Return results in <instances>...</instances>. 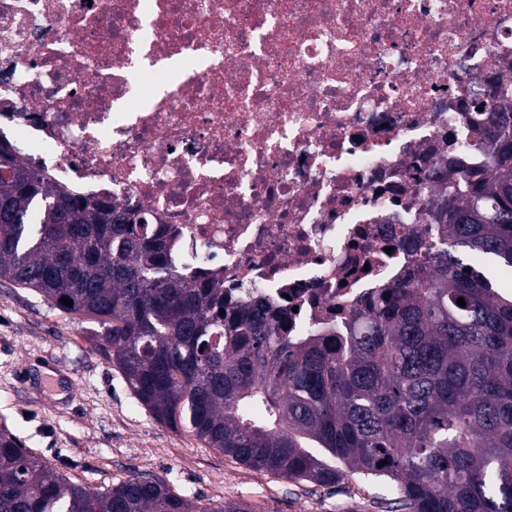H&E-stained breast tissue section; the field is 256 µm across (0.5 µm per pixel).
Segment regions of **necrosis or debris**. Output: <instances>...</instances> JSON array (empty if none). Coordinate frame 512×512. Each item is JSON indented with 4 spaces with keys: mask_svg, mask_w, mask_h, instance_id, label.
Listing matches in <instances>:
<instances>
[{
    "mask_svg": "<svg viewBox=\"0 0 512 512\" xmlns=\"http://www.w3.org/2000/svg\"><path fill=\"white\" fill-rule=\"evenodd\" d=\"M510 79L512 0H0V139L292 336L409 278Z\"/></svg>",
    "mask_w": 512,
    "mask_h": 512,
    "instance_id": "4bbe7bcc",
    "label": "necrosis or debris"
}]
</instances>
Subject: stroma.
Listing matches in <instances>:
<instances>
[{"label": "stroma", "mask_w": 512, "mask_h": 512, "mask_svg": "<svg viewBox=\"0 0 512 512\" xmlns=\"http://www.w3.org/2000/svg\"><path fill=\"white\" fill-rule=\"evenodd\" d=\"M85 315L0 281V429L52 469L107 489L134 474L201 505L248 512H386L385 483L263 474L156 421L89 336Z\"/></svg>", "instance_id": "1"}]
</instances>
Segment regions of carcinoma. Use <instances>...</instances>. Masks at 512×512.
<instances>
[{"instance_id": "cac0c4a2", "label": "carcinoma", "mask_w": 512, "mask_h": 512, "mask_svg": "<svg viewBox=\"0 0 512 512\" xmlns=\"http://www.w3.org/2000/svg\"><path fill=\"white\" fill-rule=\"evenodd\" d=\"M483 136L488 165L432 214L445 237L347 336L294 339L288 310L260 300L227 309L216 276L173 270L165 230L49 182L2 143L0 280L95 318L90 336L157 421L257 471L385 481L399 512H512V289L495 274L512 271V110H490ZM0 512L246 509L202 508L142 475L94 490L1 429Z\"/></svg>"}]
</instances>
